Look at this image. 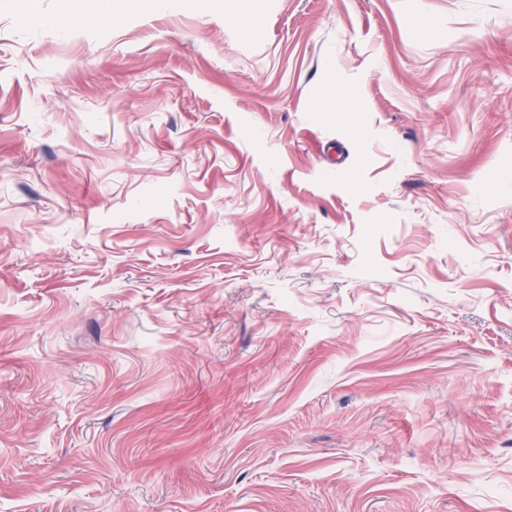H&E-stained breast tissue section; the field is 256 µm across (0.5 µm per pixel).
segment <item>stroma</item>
I'll return each mask as SVG.
<instances>
[{"label": "stroma", "mask_w": 512, "mask_h": 512, "mask_svg": "<svg viewBox=\"0 0 512 512\" xmlns=\"http://www.w3.org/2000/svg\"><path fill=\"white\" fill-rule=\"evenodd\" d=\"M0 512H512V0H0ZM327 97L332 104V112H336L339 118L352 124L353 116L358 111L351 92L345 87L336 85L328 91Z\"/></svg>", "instance_id": "stroma-1"}]
</instances>
